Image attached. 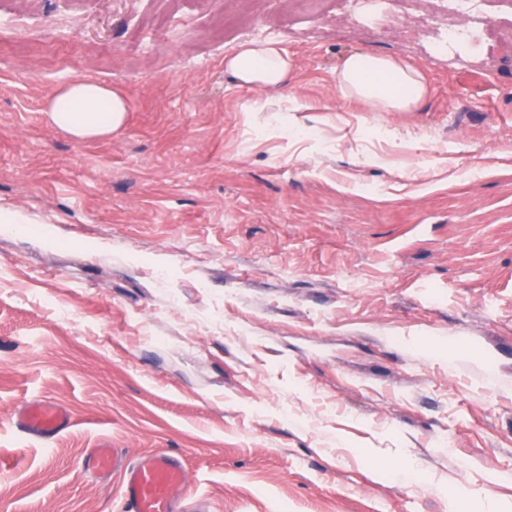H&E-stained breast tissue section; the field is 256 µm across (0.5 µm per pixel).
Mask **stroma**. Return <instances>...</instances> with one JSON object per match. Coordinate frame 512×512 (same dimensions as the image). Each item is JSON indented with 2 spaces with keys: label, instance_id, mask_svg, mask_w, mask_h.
Here are the masks:
<instances>
[{
  "label": "stroma",
  "instance_id": "35a3bbf8",
  "mask_svg": "<svg viewBox=\"0 0 512 512\" xmlns=\"http://www.w3.org/2000/svg\"><path fill=\"white\" fill-rule=\"evenodd\" d=\"M0 512H120L89 451L182 457L210 512H512V27L429 45L353 0H0ZM247 40L295 61L301 112L224 75ZM372 52L415 112L341 100ZM123 89L107 137L43 106ZM311 132L296 142L284 126ZM49 397L50 447L11 427ZM336 87L365 112H414L427 93L420 70L363 52L347 56L336 68ZM43 110L55 127L86 140L120 128L129 108L122 91L83 77L62 82Z\"/></svg>",
  "mask_w": 512,
  "mask_h": 512
}]
</instances>
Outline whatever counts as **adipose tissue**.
I'll use <instances>...</instances> for the list:
<instances>
[{
	"mask_svg": "<svg viewBox=\"0 0 512 512\" xmlns=\"http://www.w3.org/2000/svg\"><path fill=\"white\" fill-rule=\"evenodd\" d=\"M294 68L287 51L271 41H250L224 59V72L240 86L281 94ZM336 87L344 100L368 112H412L427 88L420 70L396 60L358 52L336 69ZM57 128L86 140L120 128L128 99L119 89L83 77L62 82L44 106Z\"/></svg>",
	"mask_w": 512,
	"mask_h": 512,
	"instance_id": "obj_1",
	"label": "adipose tissue"
}]
</instances>
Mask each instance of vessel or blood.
<instances>
[{"mask_svg":"<svg viewBox=\"0 0 512 512\" xmlns=\"http://www.w3.org/2000/svg\"><path fill=\"white\" fill-rule=\"evenodd\" d=\"M72 426L70 411L47 397L26 402L13 417L21 436L50 443ZM90 456L98 472L121 477V512H188L180 499L186 474L180 458L158 451L139 460L120 462L117 450L100 446Z\"/></svg>","mask_w":512,"mask_h":512,"instance_id":"b4317fda","label":"vessel or blood"}]
</instances>
